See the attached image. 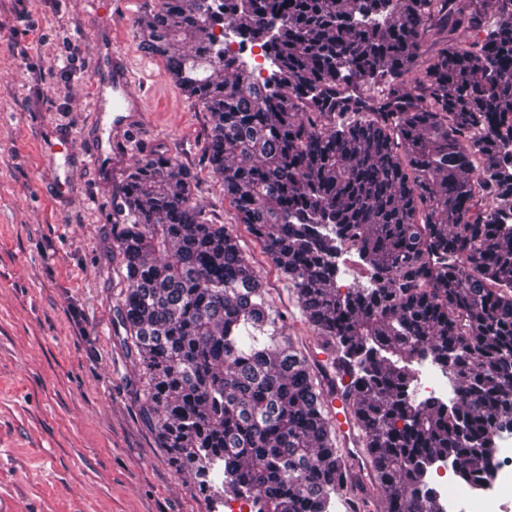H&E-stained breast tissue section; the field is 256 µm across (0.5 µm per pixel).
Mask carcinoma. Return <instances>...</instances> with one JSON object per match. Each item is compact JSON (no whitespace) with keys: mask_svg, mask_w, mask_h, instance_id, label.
I'll list each match as a JSON object with an SVG mask.
<instances>
[{"mask_svg":"<svg viewBox=\"0 0 512 512\" xmlns=\"http://www.w3.org/2000/svg\"><path fill=\"white\" fill-rule=\"evenodd\" d=\"M157 0L140 47L209 116L224 195L295 289L367 438L373 512H440L413 458L480 485L512 422V0ZM499 24L478 42L436 31ZM221 30H216L217 26ZM274 65L226 58L224 29ZM387 88L396 112L336 120L338 87ZM419 88L416 98L407 88ZM195 178L152 153L131 167L119 312L146 379L141 409L212 512H330L335 423L233 231ZM357 251L369 282L336 286ZM416 360L453 397L419 398Z\"/></svg>","mask_w":512,"mask_h":512,"instance_id":"carcinoma-1","label":"carcinoma"}]
</instances>
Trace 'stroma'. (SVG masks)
Masks as SVG:
<instances>
[{
  "label": "stroma",
  "instance_id": "1",
  "mask_svg": "<svg viewBox=\"0 0 512 512\" xmlns=\"http://www.w3.org/2000/svg\"><path fill=\"white\" fill-rule=\"evenodd\" d=\"M156 0H0V512H210L141 407L118 298L122 187L136 159L175 157L194 198L241 247L296 347L318 356L293 285L240 224L207 161L208 115L139 46ZM131 59L147 123L119 166L92 112L96 30ZM73 187L59 196L52 178Z\"/></svg>",
  "mask_w": 512,
  "mask_h": 512
}]
</instances>
